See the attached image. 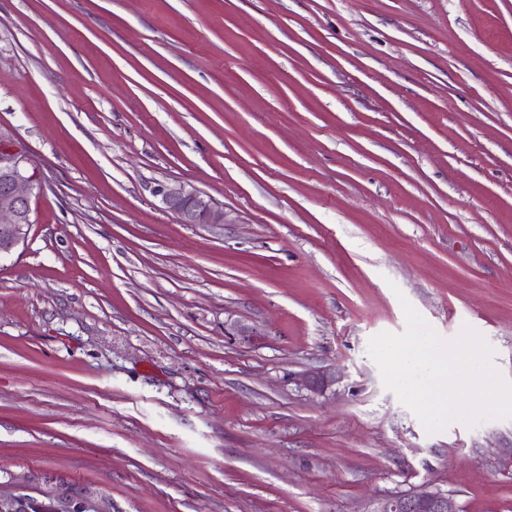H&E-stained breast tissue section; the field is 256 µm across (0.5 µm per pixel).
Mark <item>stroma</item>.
<instances>
[{"label": "stroma", "mask_w": 512, "mask_h": 512, "mask_svg": "<svg viewBox=\"0 0 512 512\" xmlns=\"http://www.w3.org/2000/svg\"><path fill=\"white\" fill-rule=\"evenodd\" d=\"M0 135L42 185L0 257V493L512 512V419L426 432L368 354L405 298L512 382V0H0ZM164 208L182 224L224 223V209L211 197L184 186L159 185L154 191ZM454 494L431 486L386 494L370 501L366 512H461Z\"/></svg>", "instance_id": "35a3bbf8"}]
</instances>
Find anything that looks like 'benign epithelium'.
Segmentation results:
<instances>
[{
    "label": "benign epithelium",
    "mask_w": 512,
    "mask_h": 512,
    "mask_svg": "<svg viewBox=\"0 0 512 512\" xmlns=\"http://www.w3.org/2000/svg\"><path fill=\"white\" fill-rule=\"evenodd\" d=\"M41 189L31 159L10 140L0 136V255L9 254L27 237L32 224V197ZM155 195L181 224H222L224 209L211 197L183 186L159 185ZM330 384L324 374H310L300 385L313 394ZM0 512H95L84 499L39 501L0 495ZM366 512H461L454 494L423 486L411 492L386 494L370 501Z\"/></svg>",
    "instance_id": "obj_1"
}]
</instances>
